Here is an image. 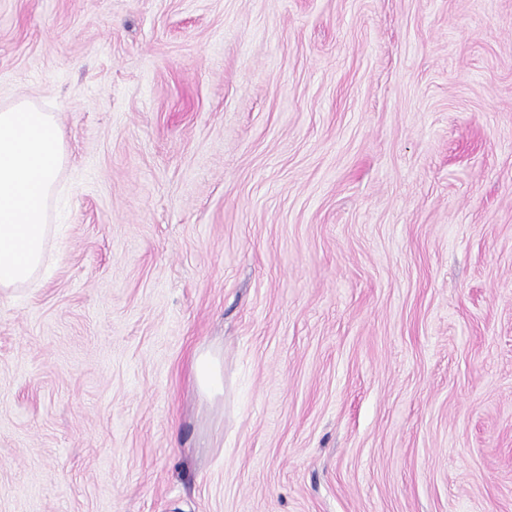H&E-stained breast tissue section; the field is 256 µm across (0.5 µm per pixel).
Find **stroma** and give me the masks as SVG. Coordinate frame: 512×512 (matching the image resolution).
<instances>
[{"label": "stroma", "mask_w": 512, "mask_h": 512, "mask_svg": "<svg viewBox=\"0 0 512 512\" xmlns=\"http://www.w3.org/2000/svg\"><path fill=\"white\" fill-rule=\"evenodd\" d=\"M21 99L0 512H512V0H0ZM65 160L52 112L0 108V292L34 282L45 262L47 206ZM192 373L194 382L201 392L208 395L222 392L223 377L217 359L210 351H202L195 355Z\"/></svg>", "instance_id": "35a3bbf8"}]
</instances>
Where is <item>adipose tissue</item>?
Segmentation results:
<instances>
[{
	"label": "adipose tissue",
	"mask_w": 512,
	"mask_h": 512,
	"mask_svg": "<svg viewBox=\"0 0 512 512\" xmlns=\"http://www.w3.org/2000/svg\"><path fill=\"white\" fill-rule=\"evenodd\" d=\"M65 160L54 113L0 108V292L34 282L45 262L47 206Z\"/></svg>",
	"instance_id": "1"
}]
</instances>
